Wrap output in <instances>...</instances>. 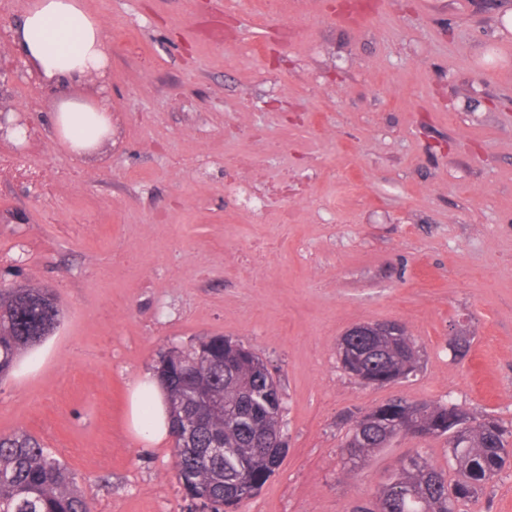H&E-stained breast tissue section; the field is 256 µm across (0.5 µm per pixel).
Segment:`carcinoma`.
<instances>
[{
	"label": "carcinoma",
	"mask_w": 512,
	"mask_h": 512,
	"mask_svg": "<svg viewBox=\"0 0 512 512\" xmlns=\"http://www.w3.org/2000/svg\"><path fill=\"white\" fill-rule=\"evenodd\" d=\"M62 311L46 289L0 288V379L57 329ZM358 353L341 368L364 384L407 379L418 369L412 336H342ZM241 342L203 337L161 356L156 373L169 395L172 427L189 432L174 447L176 479L188 512H234L275 472L285 449L277 435L284 402L255 370ZM371 422L346 435L343 473L358 471L398 436L448 438L454 477L420 453L402 461L373 502L352 512H460L490 488L512 460V428L474 417L448 402L391 400L370 409ZM0 512H91L70 470L33 435H0Z\"/></svg>",
	"instance_id": "carcinoma-1"
}]
</instances>
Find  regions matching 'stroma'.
<instances>
[{"label": "stroma", "instance_id": "stroma-1", "mask_svg": "<svg viewBox=\"0 0 512 512\" xmlns=\"http://www.w3.org/2000/svg\"><path fill=\"white\" fill-rule=\"evenodd\" d=\"M84 2L111 138L73 150L34 69L0 86L33 122L0 158L40 172L0 174V284L50 289L64 314L0 380V435L39 438L94 512H187L173 446L134 437L128 394L210 336L268 361L284 399L287 452L238 512H350L414 452L447 468L444 440L399 437L343 478L349 417L394 398L512 424V0ZM280 177L290 224L224 195ZM382 321L421 368L369 386L337 342Z\"/></svg>", "mask_w": 512, "mask_h": 512}]
</instances>
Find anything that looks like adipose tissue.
I'll return each mask as SVG.
<instances>
[{
	"instance_id": "obj_1",
	"label": "adipose tissue",
	"mask_w": 512,
	"mask_h": 512,
	"mask_svg": "<svg viewBox=\"0 0 512 512\" xmlns=\"http://www.w3.org/2000/svg\"><path fill=\"white\" fill-rule=\"evenodd\" d=\"M13 39L53 89L78 85L108 64L103 25L85 9L83 0H35L15 26ZM53 120L77 150L112 130L105 108L82 100L61 103ZM168 419L167 392L153 371H144L130 394V427L141 441L160 443L169 437Z\"/></svg>"
}]
</instances>
